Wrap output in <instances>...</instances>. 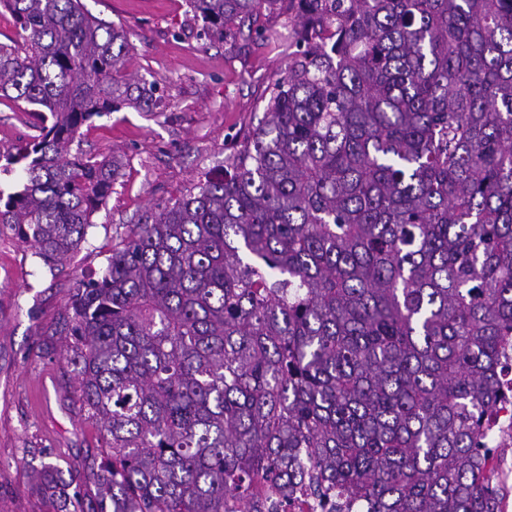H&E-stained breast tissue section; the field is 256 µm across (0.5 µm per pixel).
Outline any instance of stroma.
Instances as JSON below:
<instances>
[{
    "instance_id": "35a3bbf8",
    "label": "stroma",
    "mask_w": 512,
    "mask_h": 512,
    "mask_svg": "<svg viewBox=\"0 0 512 512\" xmlns=\"http://www.w3.org/2000/svg\"><path fill=\"white\" fill-rule=\"evenodd\" d=\"M122 27L133 46L129 73L159 83L154 110L120 107L85 124L81 150L118 156L111 194L79 251L50 266L0 224V512H46L31 490L43 456L94 458L100 431L79 397L77 368L57 332L76 288L106 268L112 247L149 209L224 170L264 116L274 84L297 50V0H277L255 18L253 36H200L186 0H81ZM25 103H0V151L35 136Z\"/></svg>"
}]
</instances>
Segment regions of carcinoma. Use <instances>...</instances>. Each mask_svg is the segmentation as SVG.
<instances>
[{
    "mask_svg": "<svg viewBox=\"0 0 512 512\" xmlns=\"http://www.w3.org/2000/svg\"><path fill=\"white\" fill-rule=\"evenodd\" d=\"M276 0H188L224 37ZM300 49L224 174L157 207L69 316L100 462L33 469L50 512H255L307 480L367 512H496L512 398V0H299ZM0 224L57 264L118 162L83 125L157 105L81 0H0ZM25 103L0 102V151L14 150L38 135L36 119ZM494 445L497 448L512 447V408L500 411L491 425Z\"/></svg>",
    "mask_w": 512,
    "mask_h": 512,
    "instance_id": "obj_1",
    "label": "carcinoma"
}]
</instances>
